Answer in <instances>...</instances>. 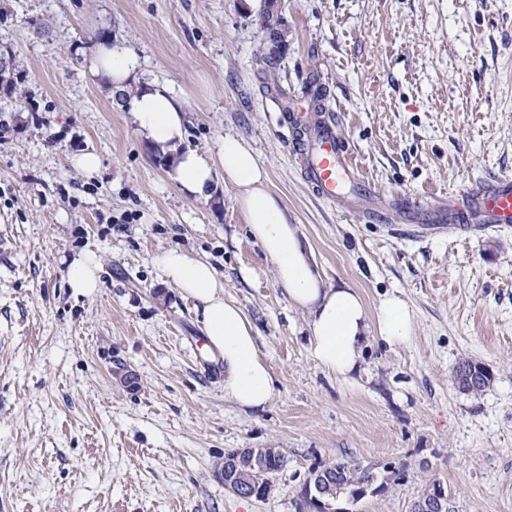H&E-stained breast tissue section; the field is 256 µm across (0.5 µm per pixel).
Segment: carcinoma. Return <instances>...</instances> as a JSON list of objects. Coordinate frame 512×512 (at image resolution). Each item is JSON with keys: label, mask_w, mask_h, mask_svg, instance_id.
Returning a JSON list of instances; mask_svg holds the SVG:
<instances>
[{"label": "carcinoma", "mask_w": 512, "mask_h": 512, "mask_svg": "<svg viewBox=\"0 0 512 512\" xmlns=\"http://www.w3.org/2000/svg\"><path fill=\"white\" fill-rule=\"evenodd\" d=\"M458 387L469 393L483 391L491 381L485 369L469 360L460 361L455 370ZM287 458L277 448H248L245 453L231 450L224 453L221 465L224 480H234L246 471L263 490H268L270 476L279 472ZM313 494L323 491L322 500L335 504L342 500L359 502L367 495L385 491L384 482L378 481L373 467H364L353 460H336L319 464L310 469L307 480Z\"/></svg>", "instance_id": "cac0c4a2"}]
</instances>
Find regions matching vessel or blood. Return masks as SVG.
<instances>
[{"mask_svg":"<svg viewBox=\"0 0 512 512\" xmlns=\"http://www.w3.org/2000/svg\"><path fill=\"white\" fill-rule=\"evenodd\" d=\"M305 100L283 101L280 110L293 130L303 132L297 152L304 165L310 192L327 202L356 209L371 195L369 183L360 176L349 145L335 121L313 124ZM395 208L410 224L478 225L488 230L512 225V176L492 175L446 204L431 206L421 201L398 200Z\"/></svg>","mask_w":512,"mask_h":512,"instance_id":"1","label":"vessel or blood"}]
</instances>
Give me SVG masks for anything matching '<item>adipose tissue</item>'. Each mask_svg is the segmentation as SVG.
Returning a JSON list of instances; mask_svg holds the SVG:
<instances>
[{
    "label": "adipose tissue",
    "mask_w": 512,
    "mask_h": 512,
    "mask_svg": "<svg viewBox=\"0 0 512 512\" xmlns=\"http://www.w3.org/2000/svg\"><path fill=\"white\" fill-rule=\"evenodd\" d=\"M133 68L134 58L127 51L104 46L90 75L122 93ZM128 106L150 147L164 156L169 178L184 192L210 197L219 173L234 188L251 237L274 265L277 284L290 304L310 316L311 351L320 366L346 378L358 370L369 336L378 335L392 347L411 341L413 318L401 297L384 295L372 314L356 289L326 282L307 253L297 225L289 222L287 212L268 190L265 170L241 140L225 137L215 163L183 150L189 103L165 84L136 90ZM162 268L169 282L201 304L206 344L218 350L224 361L225 397L246 410L266 409L274 392L273 374L258 351L250 319L237 304L225 300L224 284L214 269L178 250L163 256Z\"/></svg>",
    "instance_id": "obj_1"
}]
</instances>
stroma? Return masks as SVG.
Wrapping results in <instances>:
<instances>
[{
	"instance_id": "35a3bbf8",
	"label": "stroma",
	"mask_w": 512,
	"mask_h": 512,
	"mask_svg": "<svg viewBox=\"0 0 512 512\" xmlns=\"http://www.w3.org/2000/svg\"><path fill=\"white\" fill-rule=\"evenodd\" d=\"M271 16L287 45L272 63ZM106 41L133 56L132 85L187 97L185 148L252 150L328 283L372 310L403 298L412 342L371 336L348 380L319 366L234 188L185 194L92 80ZM0 55V512H311L310 469L343 459L405 470L356 512H410L432 478L455 512H512V228L414 233L316 199L276 105L319 78L384 203L512 176V0H0ZM85 152L97 171L75 165ZM172 249L251 319L266 409L225 399L197 302L160 266ZM88 254L99 284L79 295ZM462 360L489 370L483 392L459 389ZM236 448L285 454L265 497L225 490ZM98 270L99 264L92 256L75 262L70 270L71 288L81 293L92 292L98 286Z\"/></svg>"
}]
</instances>
